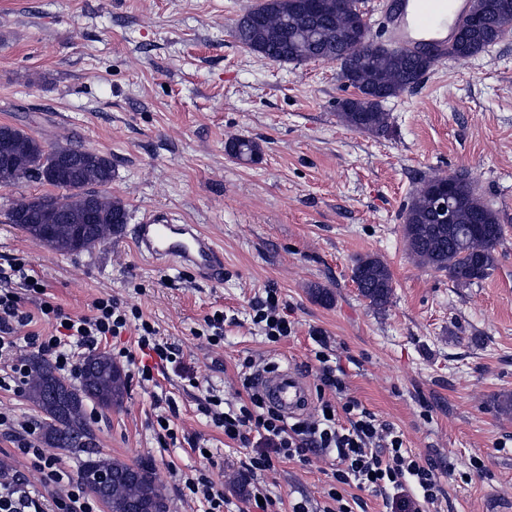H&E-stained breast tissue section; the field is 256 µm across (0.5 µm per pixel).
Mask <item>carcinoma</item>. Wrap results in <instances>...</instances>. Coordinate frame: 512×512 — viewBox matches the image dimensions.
Instances as JSON below:
<instances>
[{"label":"carcinoma","instance_id":"1","mask_svg":"<svg viewBox=\"0 0 512 512\" xmlns=\"http://www.w3.org/2000/svg\"><path fill=\"white\" fill-rule=\"evenodd\" d=\"M316 9L303 15L280 5L264 4L246 12L235 22L233 35L242 46L261 57L279 63L310 60L335 62L344 83L355 94L339 103L338 117L346 126L383 135L389 128V114L384 103L408 85H419L434 64V51L407 53L397 47L365 38L359 18L339 6V0H302ZM469 18L474 23L448 46V55L465 59L476 56L512 31V0H471ZM13 143L23 148L22 159L14 169L0 160V187L15 186L33 179V172L44 173L42 181L61 190L49 193L66 203L67 224H50L48 216L29 200L9 207L5 219L16 224L33 239L63 253L90 250L112 238L128 213L125 206L102 195L100 222L84 221V200L101 191L84 184L76 176L55 177L57 161L75 157L84 151L78 145L46 147L35 136L10 127ZM230 154L252 162L259 154L256 142L235 138L229 142ZM453 223H439L437 195L441 177L431 178L412 195L402 213V232L406 249L419 264L436 272H445L461 287L476 285L488 278L498 262L497 247L503 229L496 211L478 197L463 173L451 175ZM353 281L369 303L382 309L393 294L388 266L374 256L356 259ZM127 394L125 374L105 352L88 355L81 366V376L73 383L62 377L55 366L41 357L29 359L26 387L28 400L41 413L40 435L52 448H62L80 457L79 478L95 488L96 472H133L136 478L112 484L111 492L100 496L107 512H125L123 504L140 501L143 512H168V502L156 484L152 464L147 461L126 463L97 450L98 439L87 417L86 405L103 410L119 408Z\"/></svg>","mask_w":512,"mask_h":512}]
</instances>
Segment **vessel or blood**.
<instances>
[{
    "instance_id": "b4317fda",
    "label": "vessel or blood",
    "mask_w": 512,
    "mask_h": 512,
    "mask_svg": "<svg viewBox=\"0 0 512 512\" xmlns=\"http://www.w3.org/2000/svg\"><path fill=\"white\" fill-rule=\"evenodd\" d=\"M468 9V0H398L390 19L389 40L410 53L430 46L439 54H446L453 30ZM135 243L150 260L191 268L204 278L224 273L223 256L198 226L172 223L164 213L155 211L142 218ZM257 383L284 417H297L304 410L308 390L291 367L261 373Z\"/></svg>"
}]
</instances>
